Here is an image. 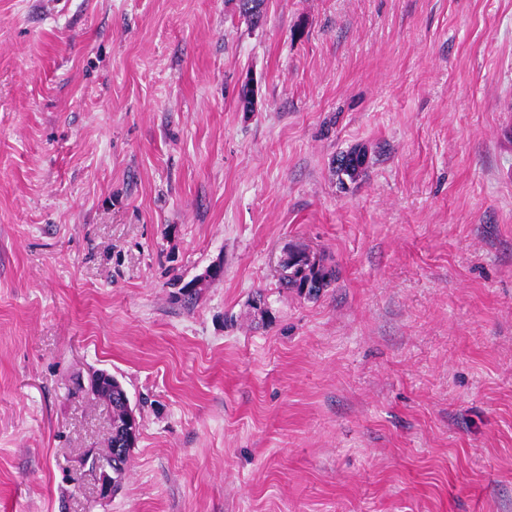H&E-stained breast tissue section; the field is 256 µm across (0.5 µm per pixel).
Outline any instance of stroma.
I'll return each instance as SVG.
<instances>
[{"instance_id":"35a3bbf8","label":"stroma","mask_w":512,"mask_h":512,"mask_svg":"<svg viewBox=\"0 0 512 512\" xmlns=\"http://www.w3.org/2000/svg\"><path fill=\"white\" fill-rule=\"evenodd\" d=\"M0 512H512V0H0ZM290 261L285 253L280 260L282 267L281 283L286 288H295L299 294H303L305 286L309 297H317L320 292L335 281V271L324 265L319 258H311L306 250L289 249ZM90 390L93 394L106 399L112 407V430L108 453L104 456L90 455L86 458V462L90 464L92 469L99 472L100 487L99 493L103 498H107L112 492V477L114 487L125 475L128 463V454L131 446L134 444L135 437L131 436L126 427L125 416L126 406L120 395L121 391L118 386H113L112 376L105 384L100 378H92L90 381ZM112 448H120V451L112 457Z\"/></svg>"}]
</instances>
